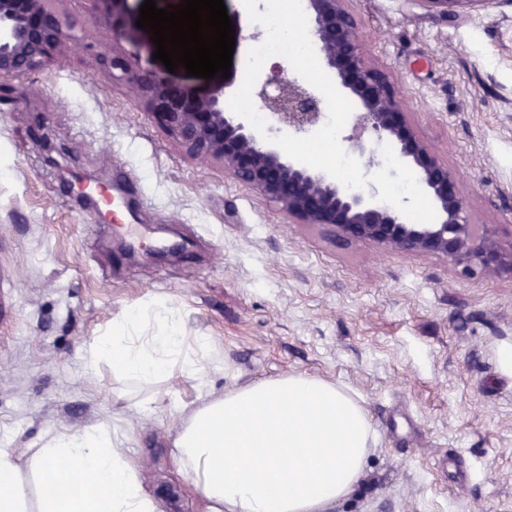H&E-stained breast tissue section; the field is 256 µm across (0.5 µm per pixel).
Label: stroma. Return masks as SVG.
Wrapping results in <instances>:
<instances>
[{
    "instance_id": "obj_1",
    "label": "stroma",
    "mask_w": 512,
    "mask_h": 512,
    "mask_svg": "<svg viewBox=\"0 0 512 512\" xmlns=\"http://www.w3.org/2000/svg\"><path fill=\"white\" fill-rule=\"evenodd\" d=\"M144 0L112 18L98 0H58L76 45L39 72L0 78V445L27 457L51 433L111 418L126 430L143 491L158 512H208L179 473L177 406L200 391L290 373L354 391L375 442L333 512H512V274L460 273L446 258L348 243L298 224L273 201L188 157L99 60L107 51L205 94L240 87L263 36L241 0L229 78L168 73L137 27ZM366 61L396 84L407 118L445 161L471 223L512 246V0L451 16L418 0H347ZM125 170L143 197L130 222L144 238L121 267L110 213L73 191L111 190ZM186 240L190 264L146 249ZM163 300L190 336L212 337L203 384L153 385L149 416L111 362L84 354L130 306ZM470 472L438 470L448 456Z\"/></svg>"
}]
</instances>
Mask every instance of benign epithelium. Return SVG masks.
Returning <instances> with one entry per match:
<instances>
[{
	"label": "benign epithelium",
	"mask_w": 512,
	"mask_h": 512,
	"mask_svg": "<svg viewBox=\"0 0 512 512\" xmlns=\"http://www.w3.org/2000/svg\"><path fill=\"white\" fill-rule=\"evenodd\" d=\"M51 2L0 0V76L36 72L65 57L70 25ZM420 2L448 14L487 0ZM309 5L312 33L326 67L361 107L354 119L352 147L364 150L362 136L368 130L390 140L417 170L436 208V223L409 224L395 208L379 201L374 190L352 192L326 173L286 159L275 146L261 143L248 121L224 111L221 90L201 97L151 72H134L118 58L112 59V69L121 71L136 88L149 112L186 155L221 164L297 223L321 226L347 242L443 256L467 276L478 269L512 272V247L504 249L488 227L476 233L448 165L407 120L393 79L365 61L345 0H309ZM256 96L274 121L296 135L308 134L323 116L320 97L294 80L273 75L259 86Z\"/></svg>",
	"instance_id": "benign-epithelium-1"
}]
</instances>
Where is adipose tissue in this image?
I'll return each mask as SVG.
<instances>
[{"mask_svg": "<svg viewBox=\"0 0 512 512\" xmlns=\"http://www.w3.org/2000/svg\"><path fill=\"white\" fill-rule=\"evenodd\" d=\"M211 349L210 337L187 339L175 310L157 301L117 319L111 335L89 347L85 366L96 370L108 357L114 372L138 384L172 371L198 382V356ZM176 411L175 458L209 512H329L359 481L374 441L357 397L307 374L237 385ZM126 439L117 425L99 421L46 436L23 462L0 448V512H156ZM64 467L80 497L45 490L46 475Z\"/></svg>", "mask_w": 512, "mask_h": 512, "instance_id": "1", "label": "adipose tissue"}]
</instances>
